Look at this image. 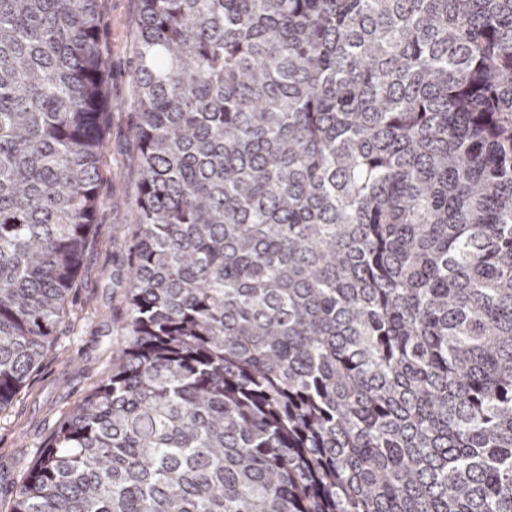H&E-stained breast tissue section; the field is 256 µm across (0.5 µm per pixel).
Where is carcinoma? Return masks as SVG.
<instances>
[{
	"mask_svg": "<svg viewBox=\"0 0 512 512\" xmlns=\"http://www.w3.org/2000/svg\"><path fill=\"white\" fill-rule=\"evenodd\" d=\"M97 0H0V412L98 204ZM132 280L0 512H512V0H141Z\"/></svg>",
	"mask_w": 512,
	"mask_h": 512,
	"instance_id": "cac0c4a2",
	"label": "carcinoma"
}]
</instances>
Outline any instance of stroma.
<instances>
[{"label":"stroma","instance_id":"stroma-1","mask_svg":"<svg viewBox=\"0 0 512 512\" xmlns=\"http://www.w3.org/2000/svg\"><path fill=\"white\" fill-rule=\"evenodd\" d=\"M140 0H99L106 63L105 149L100 158L95 232L70 291L54 355L27 378L0 413V500L94 381L112 369L131 284L127 248L134 232L140 171L132 137Z\"/></svg>","mask_w":512,"mask_h":512}]
</instances>
